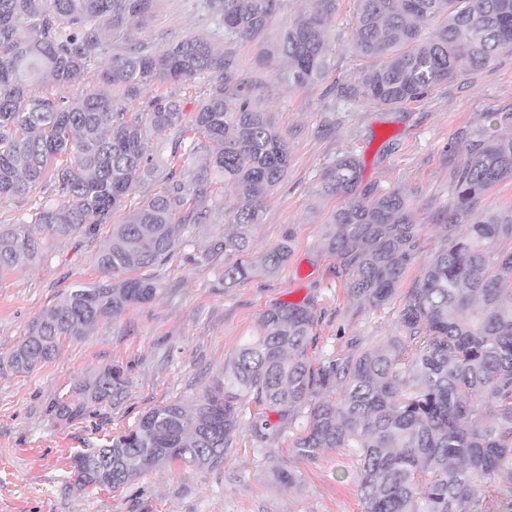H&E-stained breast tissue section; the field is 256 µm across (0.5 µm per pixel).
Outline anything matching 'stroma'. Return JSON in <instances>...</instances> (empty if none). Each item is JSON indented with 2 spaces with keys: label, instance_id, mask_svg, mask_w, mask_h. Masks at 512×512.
Here are the masks:
<instances>
[{
  "label": "stroma",
  "instance_id": "obj_1",
  "mask_svg": "<svg viewBox=\"0 0 512 512\" xmlns=\"http://www.w3.org/2000/svg\"><path fill=\"white\" fill-rule=\"evenodd\" d=\"M355 0H339L331 27L334 66L316 87L289 86L282 64H258L256 44H228L195 0H159L154 16L132 36L162 47L188 35L209 37L232 52L235 81L245 83L255 109L271 113L288 135V173L267 201L252 239L260 256L293 235V252L277 272L232 288L220 277L223 262L202 260L217 224L184 234L173 260L148 268L147 276L172 296L130 309L87 336L65 342L59 356L30 373L10 366L11 349L60 293L100 274L95 254L101 237L48 238L41 264L0 274V512H361L354 451L339 449L315 462L290 450L295 431L276 425L275 441L254 450L241 429L236 451L223 464L199 469L175 465L124 488L83 490L70 476V459L88 443L124 431L149 408L201 395L244 342L260 335V319L272 305L314 303L319 322L309 357L348 352L357 337L369 347L390 335L391 311H367L346 297L336 262L322 248L324 221L337 200L317 192L323 169L339 155H356L361 185L379 192L401 190L424 226V249L410 268L416 277L448 233L454 170L475 134H512V56L491 67L463 70L431 95L401 110L363 99H345L338 86L354 83L364 59L350 48ZM108 366L121 367L130 385L111 408L89 407L66 421L51 411L57 399H75ZM297 474L284 483L281 471Z\"/></svg>",
  "mask_w": 512,
  "mask_h": 512
}]
</instances>
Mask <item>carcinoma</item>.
I'll return each mask as SVG.
<instances>
[{
	"mask_svg": "<svg viewBox=\"0 0 512 512\" xmlns=\"http://www.w3.org/2000/svg\"><path fill=\"white\" fill-rule=\"evenodd\" d=\"M157 0H0V200L34 201L30 220L0 225V273L44 257L47 237L94 236L112 226L95 256L102 279L76 283L34 320L9 353L19 373L56 358L62 344L126 310L170 294L128 273L167 262L181 233L227 223L202 258L238 255L224 286L288 262L292 235L259 257L253 232L290 162L287 134L225 85L231 57L189 35L158 48L115 49ZM279 40L262 49L307 89L333 67L329 32L336 0H307ZM229 41L254 42L285 0H197ZM99 86L66 99L48 87L82 84L104 51ZM352 50L369 61L344 97L402 108L427 98L463 66L484 69L512 55V0H357ZM209 75L205 98L185 112L177 95L148 88ZM169 133L171 151L153 150ZM164 173L159 190L149 185ZM362 166L351 154L321 174L319 193L341 200L326 221L323 249L349 296L367 310L397 304L392 334L320 361L308 357L316 324L310 301L266 310L262 335L235 352L202 395L142 413L133 425L73 457L83 489L114 490L163 466L214 468L236 448L244 403L262 411L251 442L275 439L269 414L300 426L294 455L312 463L328 450L358 451L363 512H512V212L475 211L495 185L512 180V136L465 147L448 210V236L421 275L404 287L421 252L422 230L400 190L356 193ZM124 217L112 222L115 214ZM130 381L106 368L77 387L83 401L53 405L76 420L112 403ZM496 482L502 499L483 502Z\"/></svg>",
	"mask_w": 512,
	"mask_h": 512,
	"instance_id": "carcinoma-1",
	"label": "carcinoma"
}]
</instances>
